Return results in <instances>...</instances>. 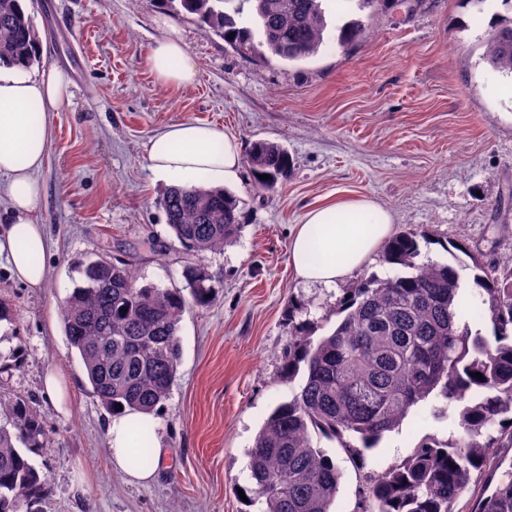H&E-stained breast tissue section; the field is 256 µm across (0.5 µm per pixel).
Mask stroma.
Instances as JSON below:
<instances>
[{"label": "stroma", "mask_w": 512, "mask_h": 512, "mask_svg": "<svg viewBox=\"0 0 512 512\" xmlns=\"http://www.w3.org/2000/svg\"><path fill=\"white\" fill-rule=\"evenodd\" d=\"M329 27L351 20L372 35L347 47L327 40L313 58L288 62L267 47L242 55L179 0H25L40 43V67L71 81L69 104L50 118L47 153L36 177L44 189L38 220L50 248L45 287L27 288L0 262V393L26 398L45 415L41 512H258L239 492L251 484L249 450L272 410L296 383L283 380L288 307L315 334L336 325L340 300L368 275H392L374 253L360 270L326 288L298 281L288 262L295 224L339 192L374 199L394 229L427 235L420 261L447 262L454 242L484 263L512 267V78L483 61L488 35L512 22V0H424L403 10L324 0ZM182 34L198 69L190 87L156 82L148 65L166 26ZM223 127L244 144L279 143L292 159L268 192L242 169L232 191L242 202L240 237L200 257L213 276L212 302L187 308L181 360L154 435L162 464L151 483L128 481L108 464L110 417L84 387L60 307L102 250L136 254L142 282L179 288L188 257L169 239L144 145L181 121ZM73 378L67 412L54 409L42 379ZM453 427L430 404L387 433L357 469L336 441L314 436L343 471L333 512H353L365 470L403 460L426 435Z\"/></svg>", "instance_id": "1"}]
</instances>
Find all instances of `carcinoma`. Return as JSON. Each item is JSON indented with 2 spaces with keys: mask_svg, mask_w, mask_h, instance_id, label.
Instances as JSON below:
<instances>
[{
  "mask_svg": "<svg viewBox=\"0 0 512 512\" xmlns=\"http://www.w3.org/2000/svg\"><path fill=\"white\" fill-rule=\"evenodd\" d=\"M252 2L261 43L288 62L316 56L325 45L323 0H181L183 9L218 32L236 51L254 49V30L235 16ZM412 14L423 0H358ZM336 44L368 38L362 23L337 28ZM234 38H228L229 34ZM40 59L37 37L21 0H0V63L30 67ZM482 59L512 75V23L487 39ZM253 184L270 190L291 165L278 143L257 140L246 157ZM267 174L268 180L260 179ZM241 200L223 189L173 186L160 206L180 246L194 256L217 253L240 235ZM411 229L389 240L383 261L395 275H371L340 301L335 329L314 341L303 326L285 363L287 380L303 373L300 391L278 404L249 452L248 499L260 512H331L341 470L313 445L311 432L339 442L365 459L387 432L434 397L435 419L448 418L456 433L428 435L381 476L367 477L355 512H459L457 501L472 473L492 460L493 449L512 447V268L484 266L472 258L473 288L485 306L492 334L465 319L461 278L448 263H420ZM84 284L60 310L65 336L83 364L90 393L107 411L154 413L165 405L181 359L182 313L205 307L211 277L197 263L184 267L182 288L139 281L133 264L96 255ZM480 373L478 379L474 374ZM497 434H492V430ZM49 445L44 415L28 400L0 393V512L36 509L47 485L29 462ZM144 430L132 462L152 464ZM497 482L474 512H512V461L498 460Z\"/></svg>",
  "mask_w": 512,
  "mask_h": 512,
  "instance_id": "obj_1",
  "label": "carcinoma"
}]
</instances>
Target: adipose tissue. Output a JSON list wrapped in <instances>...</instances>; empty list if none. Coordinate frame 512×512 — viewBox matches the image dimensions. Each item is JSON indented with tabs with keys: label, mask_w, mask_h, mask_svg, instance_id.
I'll use <instances>...</instances> for the list:
<instances>
[{
	"label": "adipose tissue",
	"mask_w": 512,
	"mask_h": 512,
	"mask_svg": "<svg viewBox=\"0 0 512 512\" xmlns=\"http://www.w3.org/2000/svg\"><path fill=\"white\" fill-rule=\"evenodd\" d=\"M148 63L156 81L172 87L193 85L198 77L184 41L166 34L152 45ZM71 97L70 80L56 68L0 67V176L6 180L8 208L0 222V258L29 288L44 287L48 270L42 258L50 247L35 215L43 195L35 174L47 153L48 120ZM155 180L182 187H232L241 177L243 145L220 127L183 121L154 133L145 145ZM392 214L364 197H339L311 207L296 225L289 264L306 283L335 285L361 268L392 231ZM151 415L122 410L107 423L112 470L146 483L153 471L131 467L135 432L152 426Z\"/></svg>",
	"instance_id": "1"
}]
</instances>
